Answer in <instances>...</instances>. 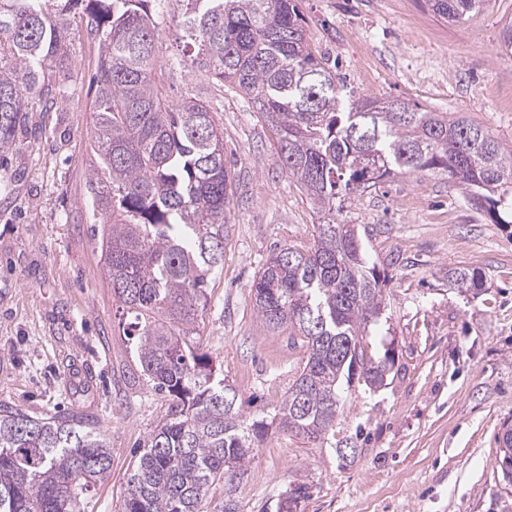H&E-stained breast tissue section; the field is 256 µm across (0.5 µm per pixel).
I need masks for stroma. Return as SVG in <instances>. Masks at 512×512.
Segmentation results:
<instances>
[{
    "label": "stroma",
    "instance_id": "obj_1",
    "mask_svg": "<svg viewBox=\"0 0 512 512\" xmlns=\"http://www.w3.org/2000/svg\"><path fill=\"white\" fill-rule=\"evenodd\" d=\"M309 42L353 95L402 99L465 116L512 146V55L502 52L512 0L449 24L418 0H298ZM155 73L173 100L202 95L224 131L232 174L223 268L210 281L199 341L235 387L244 415L271 412L302 351L253 312L250 286L287 244L309 246L318 216L289 178L274 132L252 104L192 68L171 69L179 34L158 18ZM97 40L76 31L57 74L64 97L31 112L0 180V404L35 416L77 410L112 443V469L87 512H121L133 461L167 410L112 328L115 305L84 206ZM387 285L395 365L384 386L352 384L337 439L354 457L294 433L269 435L247 474L213 485L206 512H276L306 483L296 512H512L496 436L512 425V237L459 186L402 174L341 202ZM480 271L479 293L450 289L447 268Z\"/></svg>",
    "mask_w": 512,
    "mask_h": 512
}]
</instances>
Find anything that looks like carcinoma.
Here are the masks:
<instances>
[{"instance_id": "cac0c4a2", "label": "carcinoma", "mask_w": 512, "mask_h": 512, "mask_svg": "<svg viewBox=\"0 0 512 512\" xmlns=\"http://www.w3.org/2000/svg\"><path fill=\"white\" fill-rule=\"evenodd\" d=\"M177 3L179 67L228 84L276 132L288 177L322 215L308 248L286 245L251 285L253 310L304 348L288 392L246 416L198 340L207 286L224 258L231 169L224 132L198 96L176 104L156 81V6ZM490 0H422L450 23ZM99 41L85 206L119 312L115 325L168 408L140 449L122 512H204L210 487L248 472L270 431L335 433L343 386L380 388L395 363L374 327L387 276L362 251L336 200L402 173L446 175L491 223L512 226V150L467 117L344 93L308 41L297 0H0V168L28 99L54 102L53 74L74 28ZM448 288L480 291L453 268ZM107 435L77 411L35 417L0 405V512H86L110 472ZM305 484L285 494L291 512Z\"/></svg>"}]
</instances>
